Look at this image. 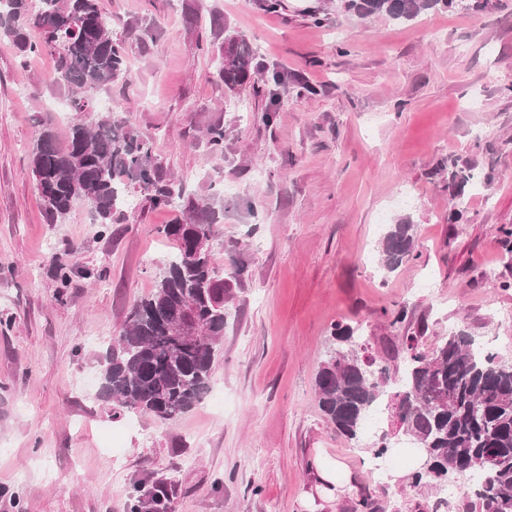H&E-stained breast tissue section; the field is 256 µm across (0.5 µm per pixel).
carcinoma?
Here are the masks:
<instances>
[{
    "label": "carcinoma",
    "instance_id": "carcinoma-1",
    "mask_svg": "<svg viewBox=\"0 0 512 512\" xmlns=\"http://www.w3.org/2000/svg\"><path fill=\"white\" fill-rule=\"evenodd\" d=\"M0 0V33L17 48L20 62L48 53L52 82L64 88L75 117L68 142L41 125L30 157L42 207L53 223L63 222L82 203L100 224L112 223L119 209L135 204L120 187L126 176L149 192L155 208H179L185 218L164 224L159 233L177 243L176 252L156 274L153 292L137 301L119 336L99 357L97 397L112 414L147 413L177 420L210 389L217 342L224 335L232 300L211 250L216 228L208 204L184 197L182 184L165 179L152 147L126 122L104 107L98 94L126 77L124 44L112 36V18L97 0ZM346 10L365 18L386 15L412 21L437 7L467 8L468 0H343ZM40 31L31 41L28 30ZM229 61L216 77L230 92L254 84L255 51L234 33L224 35ZM215 155L224 153V126L205 132ZM448 181L462 189L473 174L454 161L440 165ZM413 225L390 227L379 247L383 270L392 272L413 257ZM205 325L207 340L174 335L184 310ZM333 348L315 377L318 406L334 430L358 440L368 413L389 398L396 436L420 452L410 487L434 489L451 477H481L470 512H512V360L487 351L482 341L455 329L431 351L405 336L406 367L393 372L384 361L362 355L355 329L331 328ZM169 496L156 492L133 498L130 512H168Z\"/></svg>",
    "mask_w": 512,
    "mask_h": 512
}]
</instances>
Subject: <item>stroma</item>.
<instances>
[{
    "instance_id": "stroma-1",
    "label": "stroma",
    "mask_w": 512,
    "mask_h": 512,
    "mask_svg": "<svg viewBox=\"0 0 512 512\" xmlns=\"http://www.w3.org/2000/svg\"><path fill=\"white\" fill-rule=\"evenodd\" d=\"M340 4L100 0L127 47L113 111L152 142L165 177L209 200L218 267L245 270L230 283L210 391L174 422L113 418L95 377L175 250L158 226L182 213L154 208L129 180L138 207L107 232L83 205L49 223L29 158L40 124L63 139L73 115L50 107L64 96L51 55L20 63L0 37V512H129L135 490L163 484L170 512H350L364 494L380 512H433L435 495L399 491L411 446L397 445L377 485L375 433L337 434L315 376L337 323L393 368L399 337L419 330L431 347L461 326L512 358V265L497 234L512 225V12L400 22ZM228 30L256 49L259 72L234 98L215 77ZM217 122L220 158L203 139ZM451 159L476 176L464 192L439 169ZM401 216L417 255L387 272L377 247ZM56 265L74 268L67 287ZM399 309L406 319L390 325ZM320 453L348 468L354 490L310 506Z\"/></svg>"
}]
</instances>
